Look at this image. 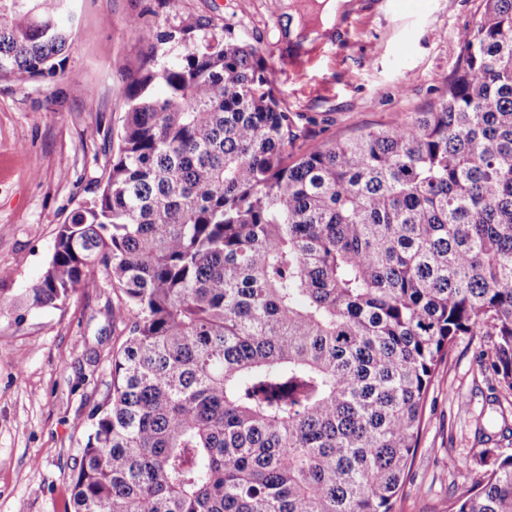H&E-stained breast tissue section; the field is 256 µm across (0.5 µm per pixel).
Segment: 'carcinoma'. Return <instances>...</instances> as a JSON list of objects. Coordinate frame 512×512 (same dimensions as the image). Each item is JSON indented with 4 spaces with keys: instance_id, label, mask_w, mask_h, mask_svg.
Here are the masks:
<instances>
[{
    "instance_id": "obj_1",
    "label": "carcinoma",
    "mask_w": 512,
    "mask_h": 512,
    "mask_svg": "<svg viewBox=\"0 0 512 512\" xmlns=\"http://www.w3.org/2000/svg\"><path fill=\"white\" fill-rule=\"evenodd\" d=\"M71 0H0V80L64 69ZM415 119L296 152L264 58L157 43L102 191L29 291L123 296L74 512H394L457 337L512 395V0ZM448 512H512V452Z\"/></svg>"
}]
</instances>
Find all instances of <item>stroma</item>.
Segmentation results:
<instances>
[{"instance_id": "obj_1", "label": "stroma", "mask_w": 512, "mask_h": 512, "mask_svg": "<svg viewBox=\"0 0 512 512\" xmlns=\"http://www.w3.org/2000/svg\"><path fill=\"white\" fill-rule=\"evenodd\" d=\"M352 0L334 27L291 39L285 0H73V45L49 79L0 81V512H67L87 411L112 384L123 342L120 293L105 280L62 304L29 306L60 224L90 200L117 150L125 80L158 32L195 41L232 30L255 47L305 148L432 109L458 66V36L481 0ZM139 31H131L130 20ZM486 337H458L425 408L395 512H446L484 480L482 453L512 451V395L480 367Z\"/></svg>"}]
</instances>
